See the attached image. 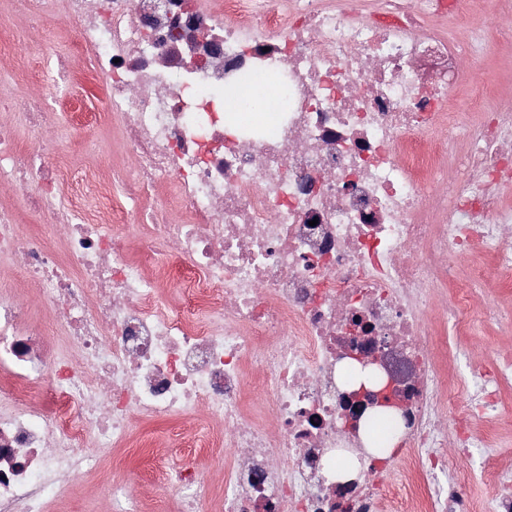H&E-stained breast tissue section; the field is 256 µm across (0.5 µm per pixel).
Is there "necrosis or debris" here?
I'll return each instance as SVG.
<instances>
[{"instance_id": "necrosis-or-debris-1", "label": "necrosis or debris", "mask_w": 512, "mask_h": 512, "mask_svg": "<svg viewBox=\"0 0 512 512\" xmlns=\"http://www.w3.org/2000/svg\"><path fill=\"white\" fill-rule=\"evenodd\" d=\"M37 26L74 34L71 70L55 56L41 93L0 98L34 147L0 122V180L24 210L0 207V266L42 289L63 344L26 304L0 295V512H43L99 448H140L135 420L202 412L214 429L199 458L225 450L224 484L178 467L180 512H387L392 464L407 512H479L465 484L435 477L448 454L478 447L512 385V353L469 375L448 370V338L426 325L439 289L470 328L471 285L450 273L476 249L512 284V113L457 122L453 94L483 54L434 23L447 0H18ZM254 71L288 78L274 130L228 135L226 92ZM94 87L91 127L116 125L132 170L46 169L57 111ZM444 134L448 148L432 140ZM171 188L179 215L156 204ZM91 198L93 210L80 211ZM147 211L142 256L110 225ZM50 215L56 245L22 231ZM178 275L184 305L158 286ZM378 358L397 418L372 481L335 485L337 449L364 455L352 415L350 357ZM263 373L265 407L249 399ZM468 395L450 429L451 396ZM275 425H268L266 415Z\"/></svg>"}]
</instances>
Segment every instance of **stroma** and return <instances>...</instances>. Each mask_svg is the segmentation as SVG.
<instances>
[{"label":"stroma","mask_w":512,"mask_h":512,"mask_svg":"<svg viewBox=\"0 0 512 512\" xmlns=\"http://www.w3.org/2000/svg\"><path fill=\"white\" fill-rule=\"evenodd\" d=\"M12 3L13 0H0V37L16 47L28 46L29 69L19 70L15 54H0V93L4 95L23 93L33 73L44 64L42 50L61 52L69 41L68 36L32 26L14 10ZM471 7L470 23H462L454 16L439 21L440 26L453 29L458 37H467L475 30L486 40L484 55L472 67V85L462 86L454 94L453 112L467 124L478 121L467 104L475 85L485 90L490 108L512 112V40L499 39L488 27V20L494 13L512 8V0H471ZM55 134L57 149L45 155L46 164L59 165L76 173L93 162L119 164L124 159L118 138L109 129L96 131L92 153L71 149L70 142L78 130L69 113H60ZM476 267L483 273L484 287L475 298L472 328L467 335L450 339L456 355L449 359L448 367L462 374L490 368L497 356L512 352V327L490 317L494 310H512V288L498 287L490 259L482 252L462 261L456 274L461 278L468 277ZM5 291L22 299L39 325L48 332H55L47 301L38 289L25 286L18 272L0 270V292ZM475 431L486 439V447L470 449L467 455L455 458L439 481L444 484L452 477L464 479L468 494L482 505L483 512H493L497 487L485 479L484 467L489 459H496L505 479L512 480V387L503 391L502 405L496 417L477 423ZM137 432L149 439V447L129 448L119 453L108 448L99 449V470L75 481L66 495L49 501L45 512H107L112 486L116 483L130 484L136 500L156 505L160 512H177L176 490L168 485L164 467L186 459L184 440L200 435V420L190 413L173 421L138 424Z\"/></svg>","instance_id":"obj_1"}]
</instances>
